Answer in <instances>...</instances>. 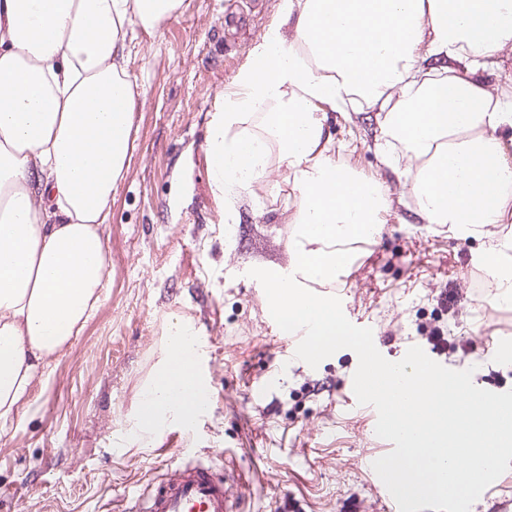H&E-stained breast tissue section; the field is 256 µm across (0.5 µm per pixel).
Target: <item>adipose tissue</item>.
<instances>
[{
	"mask_svg": "<svg viewBox=\"0 0 512 512\" xmlns=\"http://www.w3.org/2000/svg\"><path fill=\"white\" fill-rule=\"evenodd\" d=\"M183 0H0V430L50 359L104 300L103 230L131 149L137 94L124 66ZM280 25L254 47L208 142L219 190L245 188L277 142L297 193L295 276L268 283L282 323L340 334L336 306L302 280L332 279L336 240L372 236L384 180L338 166L329 113H368L380 167L407 166L414 217L458 238L512 223V97L487 72L512 55V0H278ZM259 114V135L233 134ZM512 230L483 255L512 293ZM206 403L196 340L173 323L136 410L139 429L187 421Z\"/></svg>",
	"mask_w": 512,
	"mask_h": 512,
	"instance_id": "1",
	"label": "adipose tissue"
}]
</instances>
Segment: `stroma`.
Returning <instances> with one entry per match:
<instances>
[{
  "label": "stroma",
  "instance_id": "obj_1",
  "mask_svg": "<svg viewBox=\"0 0 512 512\" xmlns=\"http://www.w3.org/2000/svg\"><path fill=\"white\" fill-rule=\"evenodd\" d=\"M278 0H184L180 12L127 48L138 93L129 163L112 191L105 298L81 334L34 385L24 412L0 431V512H102L188 456L246 473L240 512H386L366 468L384 453L366 408L346 410L358 366L337 351L318 367L290 360L288 334L270 318L251 268L287 267L296 193L287 165L271 160L252 189L224 198L207 150L212 121L252 60ZM336 154L378 178L363 115L327 121ZM398 203L376 238L350 249L325 283L344 312L372 326L384 357L427 343L434 329L461 341L443 366L472 369L474 384L512 390V298L473 290L487 237L462 241L447 227L412 220ZM200 344L208 403L192 432L172 422L136 431L142 387L153 376L174 320ZM265 395L250 399L248 381Z\"/></svg>",
  "mask_w": 512,
  "mask_h": 512
}]
</instances>
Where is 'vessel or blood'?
<instances>
[{
	"label": "vessel or blood",
	"mask_w": 512,
	"mask_h": 512,
	"mask_svg": "<svg viewBox=\"0 0 512 512\" xmlns=\"http://www.w3.org/2000/svg\"><path fill=\"white\" fill-rule=\"evenodd\" d=\"M239 475L194 458L165 468L136 495L134 512H239Z\"/></svg>",
	"instance_id": "vessel-or-blood-1"
}]
</instances>
